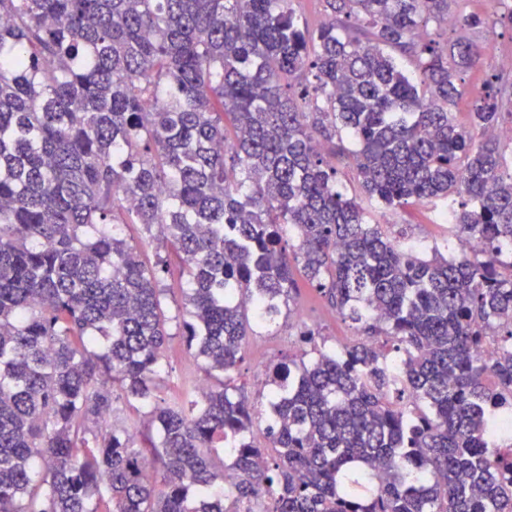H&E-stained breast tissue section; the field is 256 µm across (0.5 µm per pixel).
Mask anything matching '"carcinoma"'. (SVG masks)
I'll return each mask as SVG.
<instances>
[{
  "label": "carcinoma",
  "instance_id": "cac0c4a2",
  "mask_svg": "<svg viewBox=\"0 0 512 512\" xmlns=\"http://www.w3.org/2000/svg\"><path fill=\"white\" fill-rule=\"evenodd\" d=\"M294 2L0 0V512H512V171L449 110L487 46L429 29L485 19L323 0L310 28ZM505 114L497 75L472 124ZM345 136L371 205L438 202L482 249L371 223L327 161ZM297 270L359 339L296 323L269 454L235 371ZM173 335L206 392L167 397Z\"/></svg>",
  "mask_w": 512,
  "mask_h": 512
}]
</instances>
